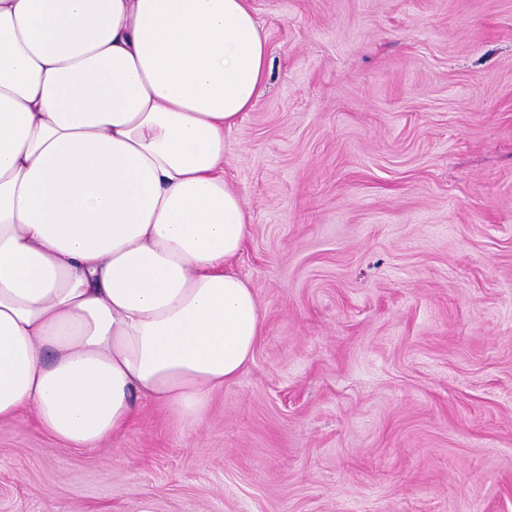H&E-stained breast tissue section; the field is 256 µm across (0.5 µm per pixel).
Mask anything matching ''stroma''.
<instances>
[{
    "label": "stroma",
    "instance_id": "stroma-1",
    "mask_svg": "<svg viewBox=\"0 0 512 512\" xmlns=\"http://www.w3.org/2000/svg\"><path fill=\"white\" fill-rule=\"evenodd\" d=\"M251 5L254 357L193 429L1 420L0 512H512V0Z\"/></svg>",
    "mask_w": 512,
    "mask_h": 512
}]
</instances>
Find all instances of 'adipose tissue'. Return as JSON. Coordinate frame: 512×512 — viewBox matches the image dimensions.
<instances>
[{
  "mask_svg": "<svg viewBox=\"0 0 512 512\" xmlns=\"http://www.w3.org/2000/svg\"><path fill=\"white\" fill-rule=\"evenodd\" d=\"M268 68L250 0H0V420L79 450L199 425L262 331L224 132Z\"/></svg>",
  "mask_w": 512,
  "mask_h": 512,
  "instance_id": "adipose-tissue-1",
  "label": "adipose tissue"
}]
</instances>
